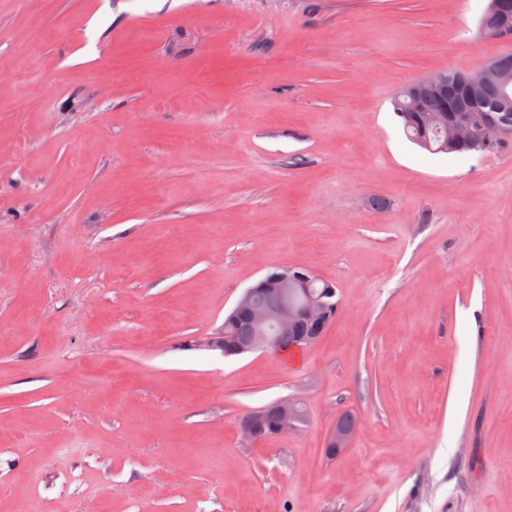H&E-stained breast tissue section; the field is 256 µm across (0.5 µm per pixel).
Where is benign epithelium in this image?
I'll list each match as a JSON object with an SVG mask.
<instances>
[{
  "instance_id": "1",
  "label": "benign epithelium",
  "mask_w": 512,
  "mask_h": 512,
  "mask_svg": "<svg viewBox=\"0 0 512 512\" xmlns=\"http://www.w3.org/2000/svg\"><path fill=\"white\" fill-rule=\"evenodd\" d=\"M495 81L501 91V98L509 102L512 100V76L507 71L493 64L488 69L477 75L458 77L447 70L439 71L427 78L412 82V89L408 93L409 106L416 105V92L422 86H429L438 90H444L449 83L454 82L465 88L473 97H480L484 84ZM437 121L448 127V143L464 145L473 152H482L489 147L493 140H502L512 136V123L501 120L493 113L481 108L471 112H458L451 115H443ZM313 279L292 267L274 272L255 285L247 288L235 304V309L247 312L250 322L258 333L256 343L251 347L253 351H268L274 347L272 337L268 336V330L275 327L285 332L298 322H305L313 329V335L299 338L294 347L301 349L318 339L319 332L325 327L333 316L332 305L329 299L334 296V290L328 289L320 294L311 291ZM260 288H277L290 292H302L305 294L304 302L295 306L293 304L271 305L258 300L257 291ZM296 401L293 398L282 399L278 407L282 416L275 428V434L283 435L294 429L296 424L291 417V409ZM357 430L341 431L332 429L325 439L324 446L330 454L338 453L349 447Z\"/></svg>"
}]
</instances>
